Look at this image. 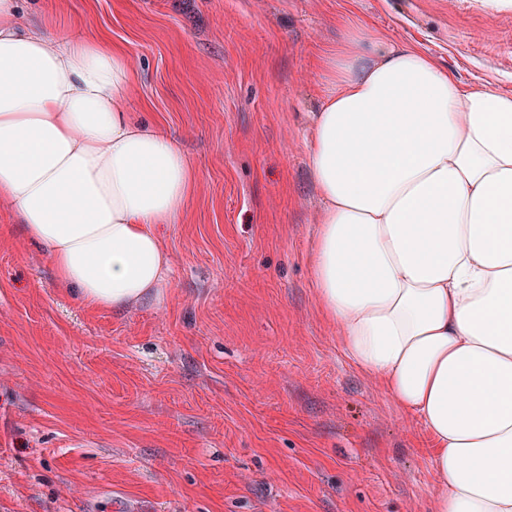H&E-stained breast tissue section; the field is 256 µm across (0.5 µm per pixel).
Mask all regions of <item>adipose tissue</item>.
Masks as SVG:
<instances>
[{
    "mask_svg": "<svg viewBox=\"0 0 512 512\" xmlns=\"http://www.w3.org/2000/svg\"><path fill=\"white\" fill-rule=\"evenodd\" d=\"M21 3L0 0V203L83 306L160 301L169 258L152 227L186 212L196 171L132 111L121 46L22 26ZM338 24L307 139L318 307L421 418L433 512H512V93Z\"/></svg>",
    "mask_w": 512,
    "mask_h": 512,
    "instance_id": "adipose-tissue-1",
    "label": "adipose tissue"
}]
</instances>
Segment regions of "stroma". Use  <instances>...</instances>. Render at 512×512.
Masks as SVG:
<instances>
[{"mask_svg": "<svg viewBox=\"0 0 512 512\" xmlns=\"http://www.w3.org/2000/svg\"><path fill=\"white\" fill-rule=\"evenodd\" d=\"M350 13L512 91V4L24 0L122 45L134 111L195 168L162 302L89 311L0 204V512H432L420 420L355 369L309 263L305 140Z\"/></svg>", "mask_w": 512, "mask_h": 512, "instance_id": "obj_1", "label": "stroma"}]
</instances>
